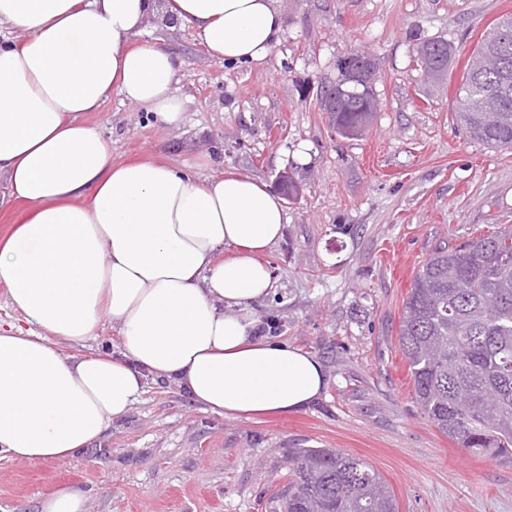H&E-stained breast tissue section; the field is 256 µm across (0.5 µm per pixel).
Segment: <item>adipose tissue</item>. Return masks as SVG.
I'll return each instance as SVG.
<instances>
[{
	"mask_svg": "<svg viewBox=\"0 0 512 512\" xmlns=\"http://www.w3.org/2000/svg\"><path fill=\"white\" fill-rule=\"evenodd\" d=\"M158 11L226 62L265 58L283 31L275 0H0V31L22 36L0 39V207L28 208L0 240V280L26 321L0 330V456L75 455L150 378L231 417L297 411L325 386L318 360L255 336L248 312L273 287L263 257L287 221L281 199L244 172L113 161L86 121L116 93L180 124V61L133 42ZM106 318L120 352L59 350Z\"/></svg>",
	"mask_w": 512,
	"mask_h": 512,
	"instance_id": "adipose-tissue-1",
	"label": "adipose tissue"
}]
</instances>
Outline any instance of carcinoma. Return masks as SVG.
<instances>
[{"label":"carcinoma","instance_id":"obj_1","mask_svg":"<svg viewBox=\"0 0 512 512\" xmlns=\"http://www.w3.org/2000/svg\"><path fill=\"white\" fill-rule=\"evenodd\" d=\"M495 24L472 50L455 95L473 140L512 148V26ZM489 52L511 70L482 69ZM452 44L425 41L416 55L429 75L452 61ZM344 137L367 129L374 89L325 102ZM413 397L442 435L473 456L512 461V225L432 254L415 275L399 326ZM270 512H398L393 489L366 461L333 448H296Z\"/></svg>","mask_w":512,"mask_h":512}]
</instances>
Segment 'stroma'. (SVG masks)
Instances as JSON below:
<instances>
[{
    "label": "stroma",
    "instance_id": "obj_1",
    "mask_svg": "<svg viewBox=\"0 0 512 512\" xmlns=\"http://www.w3.org/2000/svg\"><path fill=\"white\" fill-rule=\"evenodd\" d=\"M280 43L259 62L211 58L190 26L150 21L140 45L180 60L182 123L112 95L87 122L127 161L151 154L200 176L235 168L297 183L265 261L274 288L253 303L265 336L317 359L322 394L298 411L228 417L167 383L76 455L0 459V512H40L62 488L85 512H267L293 448H337L372 465L399 512H512V462L474 457L417 408L398 342L418 267L439 248L512 224V148L470 139L454 97L464 62L512 0H276ZM456 58L424 78L416 47ZM368 50L379 100L368 132L340 136L321 105L339 64Z\"/></svg>",
    "mask_w": 512,
    "mask_h": 512
}]
</instances>
